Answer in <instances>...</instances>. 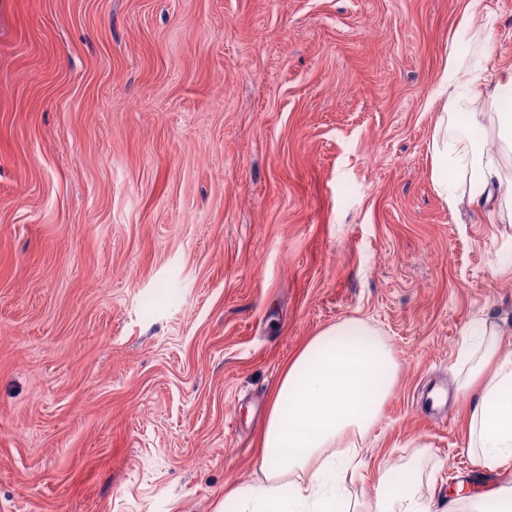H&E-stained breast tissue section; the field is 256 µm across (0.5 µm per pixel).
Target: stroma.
Wrapping results in <instances>:
<instances>
[{
    "instance_id": "stroma-1",
    "label": "stroma",
    "mask_w": 512,
    "mask_h": 512,
    "mask_svg": "<svg viewBox=\"0 0 512 512\" xmlns=\"http://www.w3.org/2000/svg\"><path fill=\"white\" fill-rule=\"evenodd\" d=\"M466 26L452 139L492 127L512 0H0V512H217L288 360L352 317L400 371L351 502L421 448L431 512L506 481L421 409L467 328L512 354V198L432 179ZM472 71L468 67V58L459 49H452L444 60L434 95L448 94V103L444 108H456L459 102L471 93L473 88Z\"/></svg>"
}]
</instances>
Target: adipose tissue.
<instances>
[{"label": "adipose tissue", "mask_w": 512, "mask_h": 512, "mask_svg": "<svg viewBox=\"0 0 512 512\" xmlns=\"http://www.w3.org/2000/svg\"><path fill=\"white\" fill-rule=\"evenodd\" d=\"M468 58L451 50L435 92L458 107L471 93ZM464 158L441 132H434L432 174L450 207L461 201H491L512 195V177L500 163L480 165L466 196L453 190L454 170ZM468 370L457 380L463 427L481 462L512 468V359L499 355V331L484 324L461 352ZM398 364L381 335L360 319H349L310 337L289 360L271 398L257 457L263 481L225 493L233 512H352L336 486L356 469V448L381 417L395 387ZM420 459L381 471L369 512H427L417 497Z\"/></svg>", "instance_id": "1"}]
</instances>
